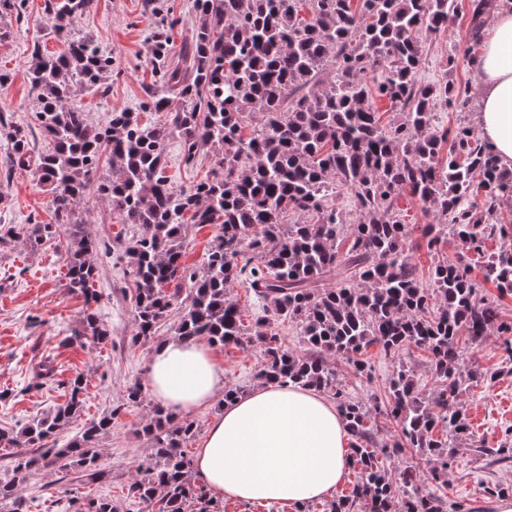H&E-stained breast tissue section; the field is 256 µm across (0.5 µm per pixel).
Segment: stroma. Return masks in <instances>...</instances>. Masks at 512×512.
<instances>
[{"instance_id":"obj_1","label":"stroma","mask_w":512,"mask_h":512,"mask_svg":"<svg viewBox=\"0 0 512 512\" xmlns=\"http://www.w3.org/2000/svg\"><path fill=\"white\" fill-rule=\"evenodd\" d=\"M44 0H28V23L14 28L0 22V72L7 81L0 87V118L17 123L29 121L35 102L30 95L29 74L34 63L33 47L42 53L64 51L63 42L50 36L55 20L45 14ZM468 19L459 16L450 34L428 39L417 73L424 83L447 82L466 96L469 104L457 110L437 104L438 130H455L459 124L477 125L479 110L478 76L471 59L479 54L467 30ZM153 24L144 0H96L94 10L71 21L73 35L92 34L102 53L111 56L113 69L106 79L105 96L75 94L71 103L86 115L90 126H105L112 113L139 112L143 124L159 120L156 112L139 109L144 88L153 80L150 55L144 42ZM7 145L0 139V225L15 227L17 236L0 241V430L16 433L31 420L49 415L68 398L67 383L82 378L83 407L56 437L66 446L85 428L103 415H111L112 429L100 436L96 446L101 457L103 477L95 483L80 479V468L69 460L24 482H15L14 448L0 447V482H14L15 512H83L92 499L109 498L119 512H152L150 504L134 502L127 488L137 478L139 466L151 454V444L143 433L149 412L157 400L148 392L149 362L158 342L173 336L183 314V304H174L160 321L153 336L135 339V281L131 258L126 249L140 229L121 223L109 203L96 192H89L78 206L85 234L99 244L95 263L99 273L94 283L98 301L94 309L110 336L107 342L93 337L72 339L75 328L90 307L82 296L69 293L65 283L68 233L29 243L24 232L28 225L53 220L51 196L36 170L5 174ZM212 148L201 151L195 165H185L178 140H171L166 151L164 175L174 191L187 190L211 178ZM400 217L409 231L408 250L420 274H428L441 259H455L460 248L448 241L428 246L422 236L423 225L432 223L427 203L405 195L397 202ZM214 355L224 369L226 386L245 392L257 386L256 374L262 363V345L214 346ZM367 367L356 373L341 360L335 368L347 392L367 405L385 401L387 381L393 362L380 346H370L363 354ZM54 368L55 377L47 385L34 383V371L41 363ZM465 366L494 372L490 381L470 383L462 396L472 438L452 443L447 484L426 482L427 492L440 496L448 512H495L485 486L512 491V457L501 458L496 451L512 448V361L497 333L478 345H465ZM144 387L140 406L126 405L132 385Z\"/></svg>"}]
</instances>
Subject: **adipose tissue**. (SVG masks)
Listing matches in <instances>:
<instances>
[{"instance_id": "1", "label": "adipose tissue", "mask_w": 512, "mask_h": 512, "mask_svg": "<svg viewBox=\"0 0 512 512\" xmlns=\"http://www.w3.org/2000/svg\"><path fill=\"white\" fill-rule=\"evenodd\" d=\"M473 65L479 135L512 168V0L493 15ZM153 395L182 413L224 394V369L201 338L160 342L149 364ZM347 428L315 391L268 383L225 404L207 425L193 465L220 498L303 505L332 494L350 469Z\"/></svg>"}]
</instances>
